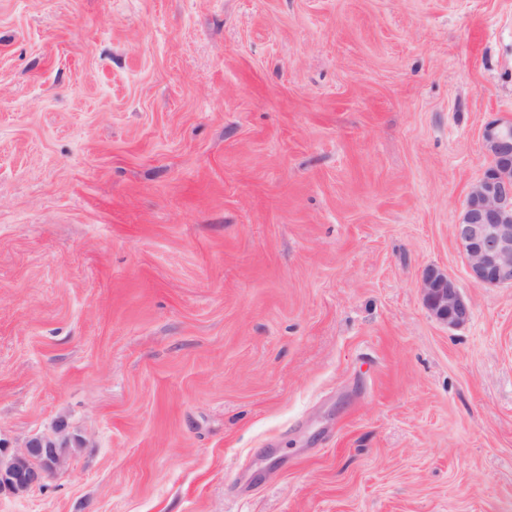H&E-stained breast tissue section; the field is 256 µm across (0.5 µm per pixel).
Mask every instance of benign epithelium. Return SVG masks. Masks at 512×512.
I'll return each instance as SVG.
<instances>
[{
  "label": "benign epithelium",
  "mask_w": 512,
  "mask_h": 512,
  "mask_svg": "<svg viewBox=\"0 0 512 512\" xmlns=\"http://www.w3.org/2000/svg\"><path fill=\"white\" fill-rule=\"evenodd\" d=\"M490 162L471 186L454 237L473 280L487 288L512 286V119L487 122L481 131ZM420 288L428 311L458 327L471 317L472 305L444 269H424ZM71 437L61 421L53 433L37 435L14 449L0 440V492L22 495L57 475L68 462Z\"/></svg>",
  "instance_id": "benign-epithelium-1"
}]
</instances>
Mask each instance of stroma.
I'll return each mask as SVG.
<instances>
[{"mask_svg": "<svg viewBox=\"0 0 512 512\" xmlns=\"http://www.w3.org/2000/svg\"><path fill=\"white\" fill-rule=\"evenodd\" d=\"M510 117L512 0H0V512H512ZM481 139L490 162L468 192L454 237L477 284L512 286V119L487 122ZM420 288L428 311L448 327L461 326L470 319L472 305L446 270L436 266L424 269ZM65 428L59 421L53 433L30 437L18 449L0 440V460L8 461L0 466L1 494L22 495L65 468L71 443Z\"/></svg>", "mask_w": 512, "mask_h": 512, "instance_id": "obj_1", "label": "stroma"}]
</instances>
